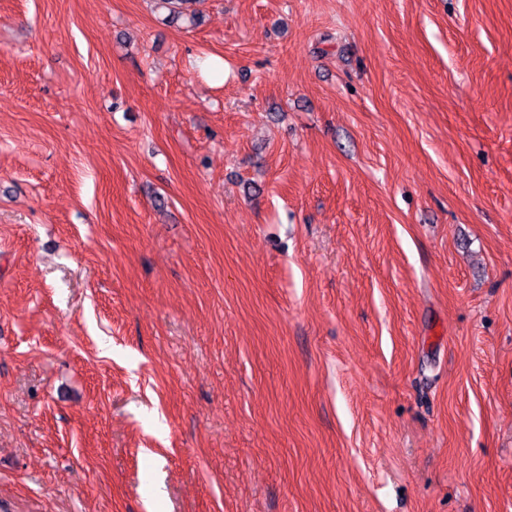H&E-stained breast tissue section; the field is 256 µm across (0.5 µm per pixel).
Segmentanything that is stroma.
<instances>
[{
	"instance_id": "obj_1",
	"label": "stroma",
	"mask_w": 512,
	"mask_h": 512,
	"mask_svg": "<svg viewBox=\"0 0 512 512\" xmlns=\"http://www.w3.org/2000/svg\"><path fill=\"white\" fill-rule=\"evenodd\" d=\"M199 9L0 0V512H512V0Z\"/></svg>"
}]
</instances>
